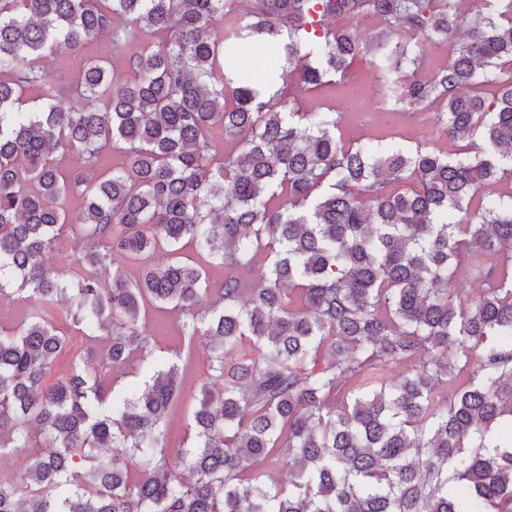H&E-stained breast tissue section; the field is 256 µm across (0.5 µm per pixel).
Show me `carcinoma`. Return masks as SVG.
<instances>
[{
	"mask_svg": "<svg viewBox=\"0 0 512 512\" xmlns=\"http://www.w3.org/2000/svg\"><path fill=\"white\" fill-rule=\"evenodd\" d=\"M234 2L0 0V456L27 461L0 512H512V0ZM362 54L448 149L389 146L348 97L293 108L292 81L334 92ZM171 312L176 361L115 397Z\"/></svg>",
	"mask_w": 512,
	"mask_h": 512,
	"instance_id": "carcinoma-1",
	"label": "carcinoma"
}]
</instances>
